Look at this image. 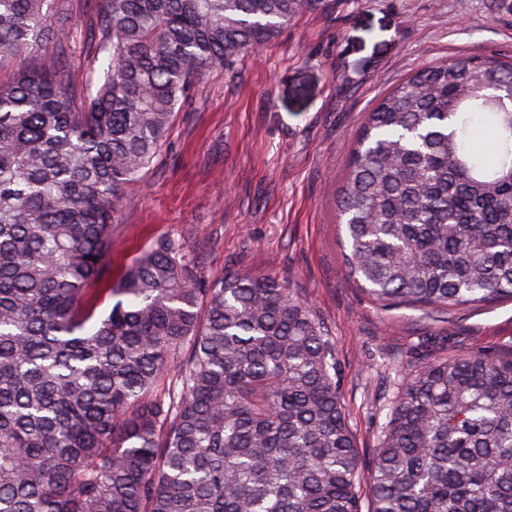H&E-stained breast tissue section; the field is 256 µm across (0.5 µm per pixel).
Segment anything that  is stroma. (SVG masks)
Here are the masks:
<instances>
[{"label": "stroma", "instance_id": "stroma-1", "mask_svg": "<svg viewBox=\"0 0 512 512\" xmlns=\"http://www.w3.org/2000/svg\"><path fill=\"white\" fill-rule=\"evenodd\" d=\"M68 9L77 46L42 63L79 87L98 0ZM498 53L512 54V0H333L303 11L258 55L196 81L157 159L122 192L105 282L166 235L207 254L208 279L238 264L278 275L335 340L342 404L371 462L419 357H512V302L431 315L382 309L345 270L335 190L381 97L420 67Z\"/></svg>", "mask_w": 512, "mask_h": 512}]
</instances>
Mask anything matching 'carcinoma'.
I'll list each match as a JSON object with an SVG mask.
<instances>
[{
	"instance_id": "carcinoma-1",
	"label": "carcinoma",
	"mask_w": 512,
	"mask_h": 512,
	"mask_svg": "<svg viewBox=\"0 0 512 512\" xmlns=\"http://www.w3.org/2000/svg\"><path fill=\"white\" fill-rule=\"evenodd\" d=\"M53 2L0 0V58L70 49ZM322 4L100 0L94 94L40 66L0 82V512H512V357H425L365 471L334 340L276 275L210 281L164 236L85 305L195 80ZM336 200L380 307L512 301V60L411 74Z\"/></svg>"
}]
</instances>
